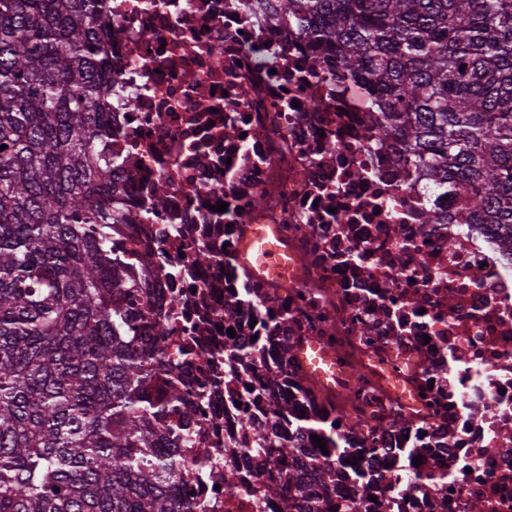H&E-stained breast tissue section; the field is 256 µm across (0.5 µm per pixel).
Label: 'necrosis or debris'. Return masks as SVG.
Instances as JSON below:
<instances>
[{
    "instance_id": "necrosis-or-debris-1",
    "label": "necrosis or debris",
    "mask_w": 512,
    "mask_h": 512,
    "mask_svg": "<svg viewBox=\"0 0 512 512\" xmlns=\"http://www.w3.org/2000/svg\"><path fill=\"white\" fill-rule=\"evenodd\" d=\"M251 0H107L112 24V179L123 220L113 248L146 274L171 360L211 351L187 368L198 415L190 486L208 512H294L287 498H259L288 466L237 465L224 480V451L248 448L242 417L262 421L259 385L275 350L252 369L224 359L230 334L288 333L346 349L371 325V352L408 367L411 411L429 424L421 465L391 464L379 492L393 512H512V257L487 224H461L458 192L430 193L377 146L366 119L368 88L325 79L302 30L249 9ZM166 184L162 212L153 190ZM224 202L225 212L214 211ZM434 208L445 220L424 225ZM277 224L295 266L258 283L236 261L242 225ZM208 249V265L194 260ZM259 303L224 314L239 291ZM441 479L428 480L432 460ZM411 480L410 495L399 492Z\"/></svg>"
}]
</instances>
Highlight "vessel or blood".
Listing matches in <instances>:
<instances>
[{
	"label": "vessel or blood",
	"mask_w": 512,
	"mask_h": 512,
	"mask_svg": "<svg viewBox=\"0 0 512 512\" xmlns=\"http://www.w3.org/2000/svg\"><path fill=\"white\" fill-rule=\"evenodd\" d=\"M237 261L251 277L258 280L283 277L294 264L280 228L275 224L243 225ZM293 356L302 374L328 392L334 391L337 381L347 373L340 356L312 337L298 344Z\"/></svg>",
	"instance_id": "1"
}]
</instances>
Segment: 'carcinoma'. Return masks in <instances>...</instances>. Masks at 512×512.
I'll list each match as a JSON object with an SVG mask.
<instances>
[{
  "mask_svg": "<svg viewBox=\"0 0 512 512\" xmlns=\"http://www.w3.org/2000/svg\"><path fill=\"white\" fill-rule=\"evenodd\" d=\"M272 16L365 83L378 146L512 254V0H273ZM105 0H0V512H206L183 493L196 409L183 367L157 345L149 285L112 249V56ZM276 340L288 375L267 371L271 421L295 512H361L381 459L411 448L364 442L422 418L393 407L371 426L355 400L319 401L291 352L300 336H241L224 358ZM309 410L292 415L296 402ZM178 408L183 422L170 417ZM324 438L329 454L311 446ZM357 464H352V461ZM348 483L354 497L333 501Z\"/></svg>",
  "mask_w": 512,
  "mask_h": 512,
  "instance_id": "obj_1",
  "label": "carcinoma"
}]
</instances>
